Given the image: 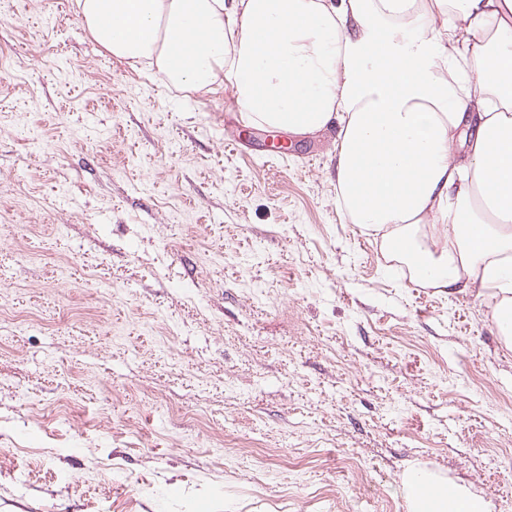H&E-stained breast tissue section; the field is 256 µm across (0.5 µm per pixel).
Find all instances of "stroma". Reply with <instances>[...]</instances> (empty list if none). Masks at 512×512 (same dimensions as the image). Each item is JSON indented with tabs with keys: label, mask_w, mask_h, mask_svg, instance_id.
Here are the masks:
<instances>
[{
	"label": "stroma",
	"mask_w": 512,
	"mask_h": 512,
	"mask_svg": "<svg viewBox=\"0 0 512 512\" xmlns=\"http://www.w3.org/2000/svg\"><path fill=\"white\" fill-rule=\"evenodd\" d=\"M75 0H0V512H512V344L345 221L338 131L266 150ZM418 484H425L430 492L415 502L413 489ZM442 485L425 471L412 473L406 483L405 490L410 493L407 499L415 512H486L484 503L477 497L464 491L453 489V493L442 492Z\"/></svg>",
	"instance_id": "35a3bbf8"
}]
</instances>
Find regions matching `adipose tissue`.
I'll return each mask as SVG.
<instances>
[{
    "instance_id": "ef3b65f1",
    "label": "adipose tissue",
    "mask_w": 512,
    "mask_h": 512,
    "mask_svg": "<svg viewBox=\"0 0 512 512\" xmlns=\"http://www.w3.org/2000/svg\"><path fill=\"white\" fill-rule=\"evenodd\" d=\"M110 55L230 84L258 125H341L336 205L423 285L488 289L512 342V0H77ZM428 488L414 512H486Z\"/></svg>"
}]
</instances>
